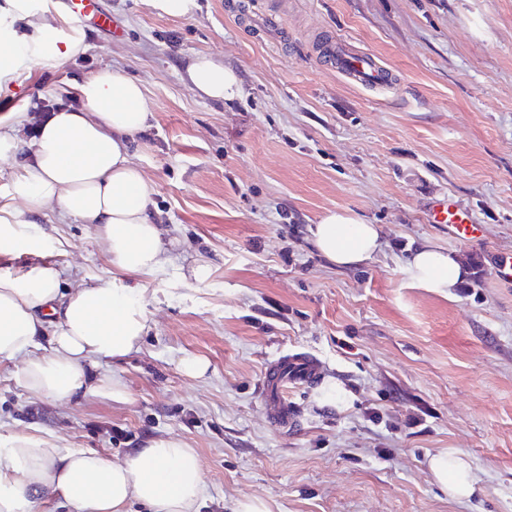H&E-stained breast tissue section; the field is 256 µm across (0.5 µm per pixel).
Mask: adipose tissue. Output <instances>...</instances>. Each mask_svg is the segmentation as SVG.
<instances>
[{"label":"adipose tissue","instance_id":"adipose-tissue-1","mask_svg":"<svg viewBox=\"0 0 512 512\" xmlns=\"http://www.w3.org/2000/svg\"><path fill=\"white\" fill-rule=\"evenodd\" d=\"M9 13L27 21L32 53L64 59L85 51L84 32L60 16L38 15L30 0H8ZM190 85L212 99L243 92L231 68L202 56L188 69ZM82 108L57 109L39 134L22 141L29 117L0 116V156L16 157L7 194L0 195V255L34 256L38 265L17 273L0 266V359H22L21 379L35 397L60 402L94 397L125 400L119 374L98 377L96 365L118 362L137 350L147 328L136 279L167 262L163 232L149 213L153 189L133 164L128 141L142 130L150 108L139 81L103 68L76 88ZM57 208L62 219L93 225L112 266L93 285L63 289L64 270L45 262L69 243L36 231L23 213ZM317 251L351 268L381 248L380 228L344 210H329L311 228ZM415 283L454 292L469 267L454 252L428 244L407 260ZM442 492L467 499L477 477L462 454L429 460ZM202 475L194 449L182 439H151L117 462L83 448H66L50 432L0 433V512H34L56 502L63 512H197Z\"/></svg>","mask_w":512,"mask_h":512}]
</instances>
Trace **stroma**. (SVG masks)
<instances>
[{"label":"stroma","mask_w":512,"mask_h":512,"mask_svg":"<svg viewBox=\"0 0 512 512\" xmlns=\"http://www.w3.org/2000/svg\"><path fill=\"white\" fill-rule=\"evenodd\" d=\"M157 14L149 0H97L111 24L86 28L66 59L16 53L0 115L55 103L111 67L140 81L150 118L131 139L153 188L168 261L142 277L148 328L120 373L123 402L31 396L0 359V430H47L70 448L122 459L177 436L198 455V512L257 497L270 512H512V0H196ZM344 39L388 75L360 85L325 48ZM205 54L244 93L214 100L186 69ZM451 198L477 242L429 221ZM379 225L382 247L339 268L311 242L328 210ZM67 237L53 254L71 282L112 269L91 225L45 210ZM431 243L471 276L454 296L418 287L407 257ZM207 264L205 280L191 269ZM322 365L289 388L295 423L266 417L264 372L280 355ZM208 364L187 375L183 359ZM455 450L479 477L471 499L443 494L427 458Z\"/></svg>","instance_id":"1"}]
</instances>
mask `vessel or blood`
Wrapping results in <instances>:
<instances>
[{
	"label": "vessel or blood",
	"mask_w": 512,
	"mask_h": 512,
	"mask_svg": "<svg viewBox=\"0 0 512 512\" xmlns=\"http://www.w3.org/2000/svg\"><path fill=\"white\" fill-rule=\"evenodd\" d=\"M344 73L359 83H370L379 79L380 73L367 54L351 53L340 57ZM435 223L445 224L460 239L473 241L477 238V225L469 215L460 211L454 203L443 204L433 214ZM320 362L311 356L290 353L282 356L267 371L264 388L267 394L266 413L270 422L277 427H285L293 422V414L283 397L288 386L309 384L317 378Z\"/></svg>",
	"instance_id": "obj_1"
}]
</instances>
